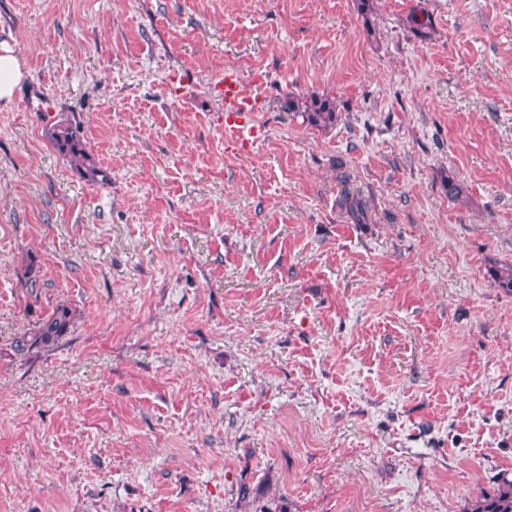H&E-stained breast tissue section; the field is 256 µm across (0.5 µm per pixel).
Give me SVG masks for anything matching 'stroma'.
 Here are the masks:
<instances>
[{
	"instance_id": "stroma-1",
	"label": "stroma",
	"mask_w": 512,
	"mask_h": 512,
	"mask_svg": "<svg viewBox=\"0 0 512 512\" xmlns=\"http://www.w3.org/2000/svg\"><path fill=\"white\" fill-rule=\"evenodd\" d=\"M2 40L0 512H464L512 479V0H0ZM23 68L13 48L0 42V102H10L15 87L24 76ZM242 77L236 72L224 74V112L226 126L241 148L250 147L256 137V130L250 124V112H255L256 101L244 95ZM286 107L289 112H301L306 122L317 128H326L336 123V104L329 98L301 96L288 93ZM52 140L59 152L70 158L83 178L94 183L107 181L105 171L87 163L90 160L80 139L77 126L73 127L72 123L56 124L53 127ZM339 206L346 218L353 224H369V205L359 192L345 191ZM72 317V312L67 306H57L34 332L16 340V351L19 354H33L54 346L62 336L66 335Z\"/></svg>"
}]
</instances>
